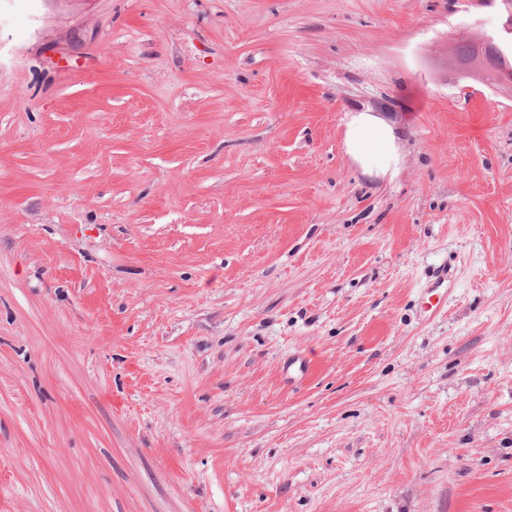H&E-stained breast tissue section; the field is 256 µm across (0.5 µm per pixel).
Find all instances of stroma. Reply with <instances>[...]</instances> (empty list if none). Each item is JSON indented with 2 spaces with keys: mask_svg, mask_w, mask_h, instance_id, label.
<instances>
[{
  "mask_svg": "<svg viewBox=\"0 0 512 512\" xmlns=\"http://www.w3.org/2000/svg\"><path fill=\"white\" fill-rule=\"evenodd\" d=\"M507 18L0 0V512H512ZM483 5H491L500 1L507 6L509 18L501 32L485 35L476 45V53L465 66H460L464 72H473L492 79L496 82L508 81L512 88V64L508 61L512 55V1L511 0H477ZM391 139V129L383 121L363 114L356 117L349 125L346 134L347 151L360 163L365 172L369 174L374 171L385 172L393 157L385 161V157L377 156L374 149L378 144L386 143Z\"/></svg>",
  "mask_w": 512,
  "mask_h": 512,
  "instance_id": "1",
  "label": "stroma"
}]
</instances>
